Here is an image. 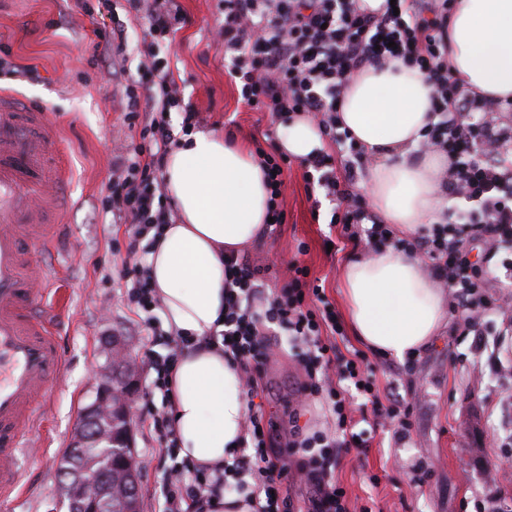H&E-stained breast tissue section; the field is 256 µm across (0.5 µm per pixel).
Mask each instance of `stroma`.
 <instances>
[{
  "label": "stroma",
  "instance_id": "35a3bbf8",
  "mask_svg": "<svg viewBox=\"0 0 512 512\" xmlns=\"http://www.w3.org/2000/svg\"><path fill=\"white\" fill-rule=\"evenodd\" d=\"M183 20L157 54L179 88L171 110L173 138L182 134L184 110L197 112L199 126L255 150V138L272 127L268 113L255 112L239 99L240 82L224 61L216 35L222 22L218 0H177ZM98 0H0V57L17 68L35 70L25 79L0 73L6 90L47 113L61 131L60 155L67 182L55 196L65 207L56 229L51 261L69 289L70 306L59 342L65 372L43 411L49 446L29 449L24 459L27 494L0 502V512H54L63 500L59 470L77 422L96 395L95 372L109 364L113 339L125 340L137 359L166 356L167 337L146 347L137 316L127 305L119 273L126 256L128 225L116 224L101 200L109 193L112 167L127 155L133 136L117 103L126 83L138 79L137 66L147 25L126 0H116L114 18L89 16ZM118 25L128 36L125 51L101 54L95 29ZM307 168L291 158L286 172V222L275 235L248 244L245 254L263 268L269 296L288 282L291 264L308 268L336 311H343L340 269L352 255L369 254L332 223L334 205L323 191H311ZM512 321L488 312L480 321L486 349L476 350L461 312L449 311L448 324L414 360L399 362L369 354L377 383L408 403L412 426L399 420L380 427L369 448H343L336 475L370 512H512V478L493 485L491 462L512 465V360L495 344L512 345ZM280 346L263 367L267 389L265 417L276 425L274 446L288 439V407L304 371L299 350L287 336L269 333ZM137 388L129 401L133 455L138 472L139 512H158L161 465L152 463L157 443L143 425L147 408H161L151 392L146 367L134 373Z\"/></svg>",
  "mask_w": 512,
  "mask_h": 512
}]
</instances>
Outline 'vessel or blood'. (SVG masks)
I'll use <instances>...</instances> for the list:
<instances>
[{
  "label": "vessel or blood",
  "mask_w": 512,
  "mask_h": 512,
  "mask_svg": "<svg viewBox=\"0 0 512 512\" xmlns=\"http://www.w3.org/2000/svg\"><path fill=\"white\" fill-rule=\"evenodd\" d=\"M59 140L43 112L0 95V500L27 491L19 458L41 446L38 409L62 377L64 357L54 316L60 309L58 270L43 266L31 278L32 256L51 247L64 212L48 194L68 171L48 148Z\"/></svg>",
  "instance_id": "1"
}]
</instances>
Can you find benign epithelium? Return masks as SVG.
<instances>
[{
    "label": "benign epithelium",
    "instance_id": "benign-epithelium-1",
    "mask_svg": "<svg viewBox=\"0 0 512 512\" xmlns=\"http://www.w3.org/2000/svg\"><path fill=\"white\" fill-rule=\"evenodd\" d=\"M132 389V380L116 382L113 372L102 373L95 403L79 419L77 439L71 449L72 456L76 458L75 467L62 470V476L75 490L73 512H101L104 508H112V501L104 498V494L112 493L116 471L131 473L134 457L127 397ZM114 416L125 422L118 435L105 429L100 422L102 417L110 419ZM91 446L106 449L101 455L104 465L99 468L81 466L80 459L85 457L87 448Z\"/></svg>",
    "mask_w": 512,
    "mask_h": 512
}]
</instances>
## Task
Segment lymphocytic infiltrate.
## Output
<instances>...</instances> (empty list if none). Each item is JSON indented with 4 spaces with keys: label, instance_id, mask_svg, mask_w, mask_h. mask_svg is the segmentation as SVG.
Listing matches in <instances>:
<instances>
[{
    "label": "lymphocytic infiltrate",
    "instance_id": "obj_1",
    "mask_svg": "<svg viewBox=\"0 0 512 512\" xmlns=\"http://www.w3.org/2000/svg\"><path fill=\"white\" fill-rule=\"evenodd\" d=\"M144 8L151 44L168 38L182 15L173 0H131ZM220 26L230 71L239 79L240 98L247 107L273 116L307 113L324 133L341 120L339 99L364 67L394 59L424 73L434 88L438 121L422 147L444 155L448 165L439 192L450 200L428 233L403 239L404 248L418 251L426 269L448 288L450 305L466 311L469 327H478L488 310L512 312V302L489 304L485 296L501 287L499 277L472 261L475 240L490 248L512 250V127L497 123L498 101L471 96L448 68V0H395L375 12L362 11L359 0H221ZM141 77L127 86L122 107L139 140L112 171L104 204L112 220L129 227L127 261L120 272L127 300L135 312L161 306L143 263L141 242L173 215L158 173L171 142L170 112L178 100L174 81L159 73L152 52H145ZM270 198L267 232L285 223L281 206L285 189L286 155L257 148ZM317 174V186L336 209L332 223L341 224L349 242L366 237L386 242L392 231L371 216L366 234L352 224L357 216L348 182L336 175L330 155L317 153L307 161ZM224 328L206 334L234 364L246 367L247 393L257 396L265 386L262 367L273 346L264 338L267 325L283 327L288 340L302 350L305 379L295 391L297 402L322 399L334 420V432L296 428L288 456L272 453L260 411L246 418V439L239 456L213 471L188 461H176L177 437L172 418L150 412L148 427L159 443L158 457L169 474L162 484L161 512H209L212 497L233 492L253 512H295L290 486L308 488L306 512H352L346 486L336 476L339 449L368 447L372 432L357 428L351 411L357 400L370 404L374 424L394 416L396 404L381 393L364 353H338L331 337L341 327L324 289L310 280L306 267L292 265L280 295L266 299L261 267L247 257L226 259ZM300 458L290 470L288 457Z\"/></svg>",
    "mask_w": 512,
    "mask_h": 512
}]
</instances>
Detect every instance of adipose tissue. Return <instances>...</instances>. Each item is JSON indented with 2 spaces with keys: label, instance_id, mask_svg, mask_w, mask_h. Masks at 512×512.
Instances as JSON below:
<instances>
[{
  "label": "adipose tissue",
  "instance_id": "ef3b65f1",
  "mask_svg": "<svg viewBox=\"0 0 512 512\" xmlns=\"http://www.w3.org/2000/svg\"><path fill=\"white\" fill-rule=\"evenodd\" d=\"M448 66L476 95L512 100V0H456ZM339 111L371 159L363 186L372 209L401 234L414 235L439 211L446 167L443 156L419 152L436 120L431 83L399 60L370 66L354 76ZM321 147L309 117L284 124L281 151L307 159ZM165 183L177 221L156 236L149 275L168 328L197 341L174 367L170 415L180 456L220 467L244 434L245 387L239 369L202 339L224 327V257L261 236L269 194L259 159L214 131L180 139L166 160ZM341 293L353 335L383 357H416L448 323L443 290L419 254L390 244L346 262Z\"/></svg>",
  "mask_w": 512,
  "mask_h": 512
}]
</instances>
